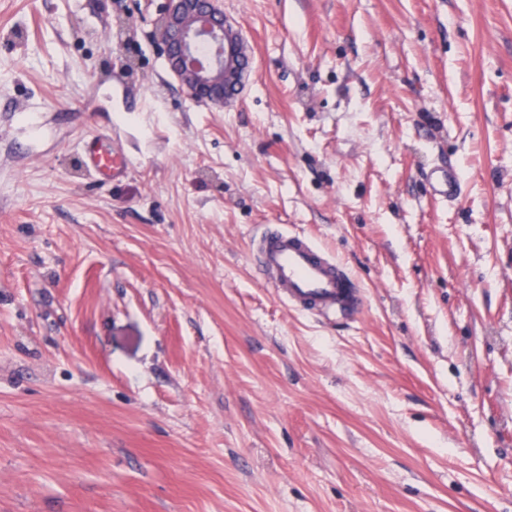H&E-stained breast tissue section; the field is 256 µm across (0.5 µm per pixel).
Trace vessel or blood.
Here are the masks:
<instances>
[{
  "label": "vessel or blood",
  "instance_id": "b4317fda",
  "mask_svg": "<svg viewBox=\"0 0 512 512\" xmlns=\"http://www.w3.org/2000/svg\"><path fill=\"white\" fill-rule=\"evenodd\" d=\"M251 58L249 41L236 22H228L224 29L225 102L239 95ZM82 164L103 183L120 180L128 172L126 159L113 153L98 135L85 139ZM431 183L441 199H458L460 185L453 170L436 171ZM251 259L261 280L301 312L331 320L357 316L364 306V296L348 268L304 234L267 229L254 238Z\"/></svg>",
  "mask_w": 512,
  "mask_h": 512
}]
</instances>
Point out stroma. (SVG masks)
Segmentation results:
<instances>
[{"instance_id":"stroma-1","label":"stroma","mask_w":512,"mask_h":512,"mask_svg":"<svg viewBox=\"0 0 512 512\" xmlns=\"http://www.w3.org/2000/svg\"><path fill=\"white\" fill-rule=\"evenodd\" d=\"M160 3L0 0V512H512V0H220L222 108ZM265 226L361 314L282 302ZM217 0H165L153 34L173 76L189 95L216 107L234 101L249 71L252 49L238 24L224 28ZM206 44L210 52L199 53ZM82 164L103 183L118 181L128 172L127 160L113 153L99 135L85 139ZM431 183L435 194L445 201L459 198L460 185L456 173L451 169H440L431 177ZM261 280L289 306L319 318L357 316L364 296L346 266L310 237L266 229L252 243Z\"/></svg>"}]
</instances>
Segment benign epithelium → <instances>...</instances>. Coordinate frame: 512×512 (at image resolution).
I'll return each instance as SVG.
<instances>
[{"mask_svg": "<svg viewBox=\"0 0 512 512\" xmlns=\"http://www.w3.org/2000/svg\"><path fill=\"white\" fill-rule=\"evenodd\" d=\"M153 39L193 99L224 105V11L218 0H165Z\"/></svg>", "mask_w": 512, "mask_h": 512, "instance_id": "benign-epithelium-1", "label": "benign epithelium"}]
</instances>
